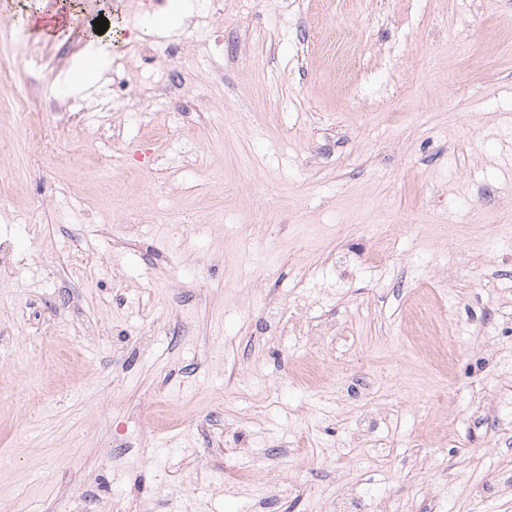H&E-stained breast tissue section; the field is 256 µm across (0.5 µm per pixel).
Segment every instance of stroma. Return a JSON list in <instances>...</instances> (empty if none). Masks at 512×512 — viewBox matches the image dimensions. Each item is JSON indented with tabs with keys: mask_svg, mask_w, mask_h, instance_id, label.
<instances>
[{
	"mask_svg": "<svg viewBox=\"0 0 512 512\" xmlns=\"http://www.w3.org/2000/svg\"><path fill=\"white\" fill-rule=\"evenodd\" d=\"M107 10L113 60L176 43L184 80L118 146L111 70L67 87ZM160 10L0 0V224L42 227L0 273V512H329L355 490L364 512H512V0H231L146 30ZM21 12L73 18L42 38ZM338 29L362 47L350 93ZM146 140L162 165L139 168ZM87 142L111 177L72 180ZM295 299L334 335L270 331L263 304ZM436 302L445 362L412 324ZM311 362L319 386L287 382ZM366 409L376 446L348 436ZM16 112H19L20 121L25 133L30 137V142L35 144L34 138L37 128L45 120V114L39 111H33L27 107L26 93L24 90H19L14 101Z\"/></svg>",
	"mask_w": 512,
	"mask_h": 512,
	"instance_id": "1",
	"label": "stroma"
}]
</instances>
